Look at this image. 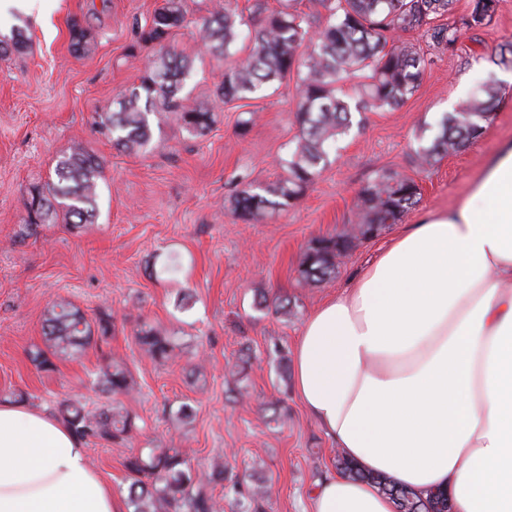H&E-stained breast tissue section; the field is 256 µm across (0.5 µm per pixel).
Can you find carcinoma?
<instances>
[{
	"label": "carcinoma",
	"instance_id": "1",
	"mask_svg": "<svg viewBox=\"0 0 512 512\" xmlns=\"http://www.w3.org/2000/svg\"><path fill=\"white\" fill-rule=\"evenodd\" d=\"M454 0H316L328 11L326 22L310 34L312 21L290 0H279L270 7L255 0L251 19L245 21L234 0H215L209 15L199 25V36L206 51L228 60L224 80L214 90L215 101L228 103L250 99L264 88L282 83L293 73L300 75L296 122L299 134L288 158L283 160L288 177L258 192L244 191L235 198L234 212L246 223L260 220L269 210L293 205L320 171L330 163L338 137L353 125V114L378 108L397 107L419 86L423 58L413 46L395 44L400 32L418 31L428 45L447 49L454 45L461 29L478 28L495 13L497 0H472L470 12L461 26L438 22L448 14ZM186 21L185 0H163L137 33L138 42L158 46L139 83L118 103L113 112L99 115L100 127L121 152L145 151L153 140L150 116L163 117L176 112L182 127L192 135L205 133L212 122L211 107L186 104L181 96L195 58L168 46L175 31ZM71 46L76 53L90 54L95 42L78 23L71 28ZM25 28L15 27L0 38V57L27 47ZM363 77L355 106L342 97L341 83ZM499 85L490 80L479 93L460 102L445 115L438 132L427 144L414 150L420 166L439 157L456 153L474 139L473 124L493 112ZM103 162L88 151L75 152L56 164L55 178L35 185L29 191L25 208L26 228L62 219L73 231L91 224L98 215ZM415 181L396 171H383L366 183L357 195L358 221L342 236L323 237L307 247L298 273L303 282H316L336 270V260L352 250L364 234V227L395 224L401 215L418 203ZM291 300L261 295L257 309L270 307L288 311ZM112 316H87L72 302L61 299L46 311L43 323L45 348L30 353L34 366L52 371L56 361L82 356L93 344L112 336ZM135 340L145 354L156 361H167L175 347L169 337L144 322ZM91 384L112 396V402L93 412L78 401L63 399L57 413L81 440L123 444L135 428L132 416L120 397L129 394L135 381L128 367L108 361L91 374ZM127 499L132 512H217L213 494L224 485V462L216 461L204 477L191 468L180 448H152L146 454L129 451L123 460ZM336 468L352 478L368 480L395 502L396 512H448L444 491L417 493L398 487L388 478L364 473L344 455L336 457ZM271 486L260 480L240 502L241 512H264Z\"/></svg>",
	"mask_w": 512,
	"mask_h": 512
}]
</instances>
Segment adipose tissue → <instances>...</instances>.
Segmentation results:
<instances>
[{
    "label": "adipose tissue",
    "mask_w": 512,
    "mask_h": 512,
    "mask_svg": "<svg viewBox=\"0 0 512 512\" xmlns=\"http://www.w3.org/2000/svg\"><path fill=\"white\" fill-rule=\"evenodd\" d=\"M294 385L362 470L451 512H512V141L443 212L403 225L305 319ZM310 512H395L376 485L318 482ZM0 512H127L56 415L0 402Z\"/></svg>",
    "instance_id": "adipose-tissue-1"
}]
</instances>
